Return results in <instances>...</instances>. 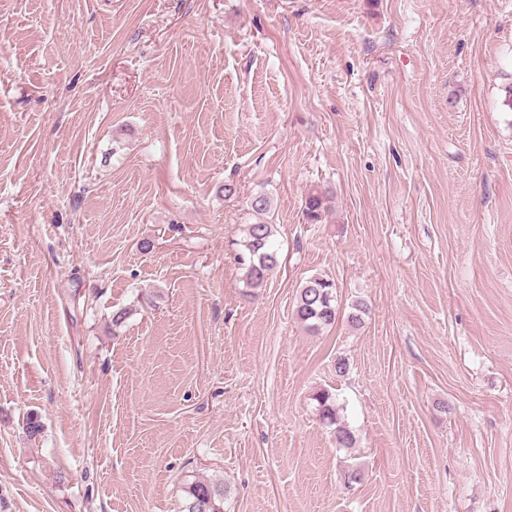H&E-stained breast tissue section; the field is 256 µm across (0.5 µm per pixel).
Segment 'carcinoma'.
I'll return each instance as SVG.
<instances>
[{
    "instance_id": "carcinoma-1",
    "label": "carcinoma",
    "mask_w": 512,
    "mask_h": 512,
    "mask_svg": "<svg viewBox=\"0 0 512 512\" xmlns=\"http://www.w3.org/2000/svg\"><path fill=\"white\" fill-rule=\"evenodd\" d=\"M326 192L314 188L305 201L307 220L313 224L322 221L327 210ZM274 225L258 220L246 225L244 237L235 242V260L243 273L247 288H260L279 264L278 252L273 245ZM339 315L336 283L324 277L308 279L299 291L295 303V316L311 333H317L336 323ZM320 419L334 427L336 447L352 448L356 437L337 420L336 399L321 389L314 394ZM183 512H224V484L212 480H198L184 490Z\"/></svg>"
}]
</instances>
